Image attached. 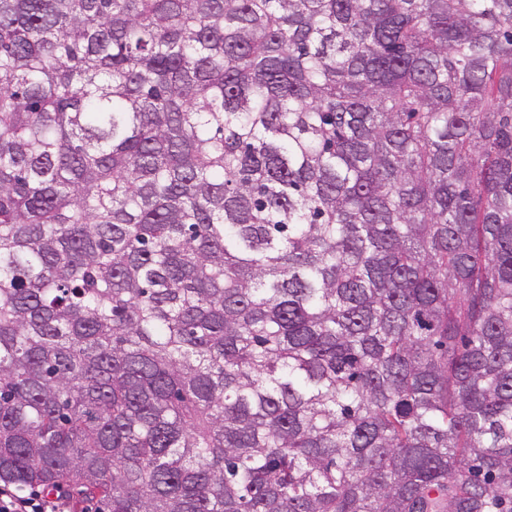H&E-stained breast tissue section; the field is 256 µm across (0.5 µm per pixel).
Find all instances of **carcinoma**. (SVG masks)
<instances>
[{
    "label": "carcinoma",
    "instance_id": "1",
    "mask_svg": "<svg viewBox=\"0 0 512 512\" xmlns=\"http://www.w3.org/2000/svg\"><path fill=\"white\" fill-rule=\"evenodd\" d=\"M0 482L512 512V0H0Z\"/></svg>",
    "mask_w": 512,
    "mask_h": 512
}]
</instances>
